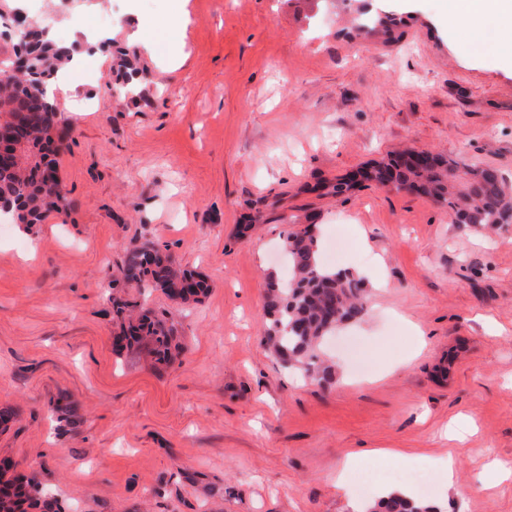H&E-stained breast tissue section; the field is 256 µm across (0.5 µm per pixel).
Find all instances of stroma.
I'll use <instances>...</instances> for the list:
<instances>
[{"mask_svg":"<svg viewBox=\"0 0 512 512\" xmlns=\"http://www.w3.org/2000/svg\"><path fill=\"white\" fill-rule=\"evenodd\" d=\"M184 6L189 22L172 12ZM452 0H21L56 43L91 51L87 100H64L57 155L69 208L0 226V461L36 475L66 512H352L374 488L336 477L353 452L414 457L439 512H512V480L457 483L512 463V224L477 230L447 207L372 182L330 186L406 147L497 169L512 184V51L448 31ZM391 17V39L343 29ZM111 41L112 53L96 45ZM134 52L145 93L117 79ZM338 238L328 266L365 279V319L323 348L317 385L263 344L283 238ZM209 284L191 308L147 302L184 351L157 370L116 350L112 283L132 244ZM492 318L486 332L484 318ZM66 397L75 424L54 409ZM469 426L458 430L459 418ZM442 476L444 480L447 483L448 488H451L454 490L456 495L464 496V495H470L474 493H478L481 490H483L487 483L485 482H479L475 485H468V486H460L456 483L455 480V461L452 457H448L447 460L442 461Z\"/></svg>","mask_w":512,"mask_h":512,"instance_id":"obj_1","label":"stroma"}]
</instances>
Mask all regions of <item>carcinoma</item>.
I'll return each mask as SVG.
<instances>
[{
  "mask_svg": "<svg viewBox=\"0 0 512 512\" xmlns=\"http://www.w3.org/2000/svg\"><path fill=\"white\" fill-rule=\"evenodd\" d=\"M15 56L26 59L22 76L8 73L0 62V127L13 131L18 158L0 164V205L17 215L22 224H42L67 211L63 186L49 181L43 170L57 167L52 131L58 126L57 102L47 97L46 79L63 70L69 50L44 38L32 22L22 27L21 39L12 45ZM408 153L363 170L367 181L380 185L407 182L420 194L449 208L453 223L482 229L512 223V188L494 168L467 166L468 187L456 188L460 163L438 153L429 155L422 169L405 166ZM288 252V285L269 278L264 340L289 369H297L312 383L333 379L335 368L320 359L321 340L337 327L363 320L367 296L362 278L335 270L320 259V244L311 227L291 231L284 241ZM124 281L160 291L170 300L190 305L206 293L200 274L180 268L176 259L155 248L132 246L121 268ZM112 319L119 322L117 349L143 344L157 364L170 365L179 354L178 330L167 318L129 297H112ZM0 512H61L59 500L34 477L0 470ZM366 512H434L431 504L397 495L380 499Z\"/></svg>",
  "mask_w": 512,
  "mask_h": 512,
  "instance_id": "obj_1",
  "label": "carcinoma"
}]
</instances>
